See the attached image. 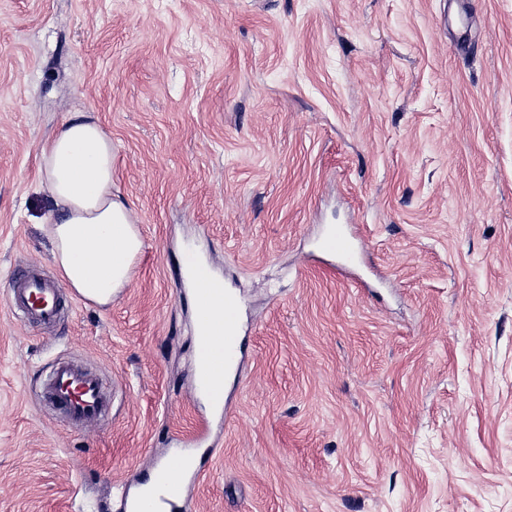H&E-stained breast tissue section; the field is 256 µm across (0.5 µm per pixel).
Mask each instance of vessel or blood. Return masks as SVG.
I'll use <instances>...</instances> for the list:
<instances>
[{"label": "vessel or blood", "instance_id": "obj_1", "mask_svg": "<svg viewBox=\"0 0 512 512\" xmlns=\"http://www.w3.org/2000/svg\"><path fill=\"white\" fill-rule=\"evenodd\" d=\"M321 250L337 257L335 271L339 274L358 260L352 234L341 227L324 237ZM197 291L209 302L224 305L221 320L203 323L196 354L197 392L217 406L224 400V371L239 359L240 312L237 303L227 300L224 283L219 279L200 275ZM59 292L57 284L30 275L13 282L8 300L13 309L22 311L25 322L48 324L55 322L59 316ZM43 393L75 426L108 412L98 377L77 372L62 362L52 368ZM157 479L155 492L143 497L133 494L126 498L128 512H182L189 501L188 485L165 469L158 472Z\"/></svg>", "mask_w": 512, "mask_h": 512}]
</instances>
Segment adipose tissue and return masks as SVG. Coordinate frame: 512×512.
<instances>
[{
  "label": "adipose tissue",
  "mask_w": 512,
  "mask_h": 512,
  "mask_svg": "<svg viewBox=\"0 0 512 512\" xmlns=\"http://www.w3.org/2000/svg\"><path fill=\"white\" fill-rule=\"evenodd\" d=\"M113 170L111 137L81 112L40 150L41 187L56 208L52 262L66 288L98 305L127 287L144 246L132 209L112 196Z\"/></svg>",
  "instance_id": "1"
}]
</instances>
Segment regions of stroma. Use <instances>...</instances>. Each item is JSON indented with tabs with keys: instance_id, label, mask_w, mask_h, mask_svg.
<instances>
[{
	"instance_id": "35a3bbf8",
	"label": "stroma",
	"mask_w": 512,
	"mask_h": 512,
	"mask_svg": "<svg viewBox=\"0 0 512 512\" xmlns=\"http://www.w3.org/2000/svg\"><path fill=\"white\" fill-rule=\"evenodd\" d=\"M466 9L461 54L448 0H0V512H124L201 420L190 512H512V0ZM77 112L144 247L111 304L24 324L11 280L57 274L40 148ZM191 251L241 303L227 416ZM59 359L106 418L46 405ZM353 239L352 234L346 229L336 226V229L328 233L322 241L321 251L336 256L340 260V263L334 267L337 275H343L358 260Z\"/></svg>"
}]
</instances>
